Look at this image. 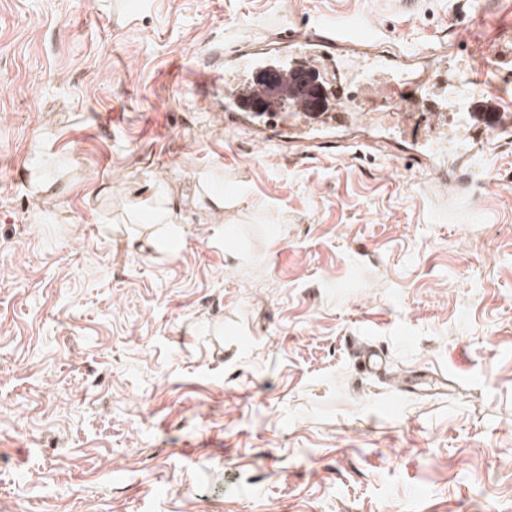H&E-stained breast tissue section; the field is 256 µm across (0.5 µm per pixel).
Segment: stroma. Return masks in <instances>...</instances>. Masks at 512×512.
<instances>
[{
	"instance_id": "stroma-1",
	"label": "stroma",
	"mask_w": 512,
	"mask_h": 512,
	"mask_svg": "<svg viewBox=\"0 0 512 512\" xmlns=\"http://www.w3.org/2000/svg\"><path fill=\"white\" fill-rule=\"evenodd\" d=\"M483 5L0 0V512H512V142L446 202L227 132L246 71L197 81L277 22L436 50ZM152 191L174 252L132 239ZM241 41L235 42L232 45H229L227 50L223 49H217L210 53V56L208 58V62L206 64V67L211 72L205 73V79L207 81H210L212 77L216 74V72H221L224 69V65H226L230 60L237 57V55L240 56V58H243L247 56L246 54H240L243 51L240 49Z\"/></svg>"
}]
</instances>
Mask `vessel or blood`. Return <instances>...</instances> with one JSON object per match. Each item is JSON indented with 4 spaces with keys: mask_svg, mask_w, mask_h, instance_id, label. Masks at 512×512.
I'll return each mask as SVG.
<instances>
[{
    "mask_svg": "<svg viewBox=\"0 0 512 512\" xmlns=\"http://www.w3.org/2000/svg\"><path fill=\"white\" fill-rule=\"evenodd\" d=\"M498 12V20L468 28L461 40L469 68L442 64L421 73L401 70L389 54H362V46L375 37L371 24L359 18L342 27L324 19L307 29H279L277 39L295 45L296 57L264 66L263 77L239 86L224 108V126L239 129L242 118L252 112H287L297 151L321 154L335 146L330 131L348 128L356 120L348 95L351 86L373 94L387 109L401 106L407 91L416 97L422 115L403 113V123L412 129L410 140L388 141L384 148L392 157L426 169L431 180L457 194L471 183L474 162L491 140L512 137V0H505ZM341 56L358 59L357 75L343 73L334 83H324V69ZM452 116L465 133L461 142L447 146L439 132Z\"/></svg>",
    "mask_w": 512,
    "mask_h": 512,
    "instance_id": "obj_1",
    "label": "vessel or blood"
}]
</instances>
